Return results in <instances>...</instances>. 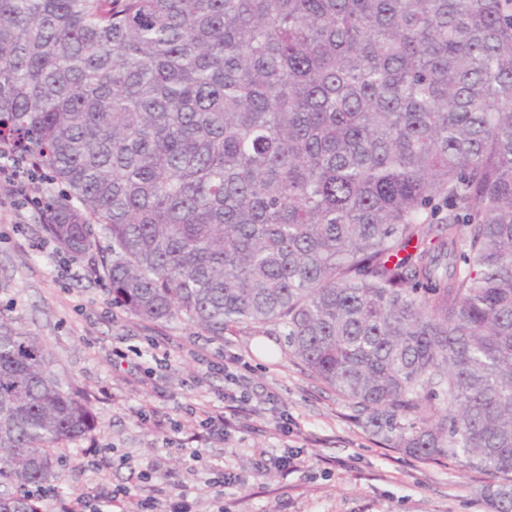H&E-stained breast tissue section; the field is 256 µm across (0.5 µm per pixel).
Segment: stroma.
I'll use <instances>...</instances> for the list:
<instances>
[{
    "mask_svg": "<svg viewBox=\"0 0 512 512\" xmlns=\"http://www.w3.org/2000/svg\"><path fill=\"white\" fill-rule=\"evenodd\" d=\"M10 196L0 184V314L48 346L53 370L98 421L69 443L61 489L44 492L41 512L61 492L138 485L166 512L178 484L196 512H489L481 489L492 475L391 448L290 357L283 337L238 326L215 338L114 307L100 252L72 271L68 254L45 249V216L15 210ZM232 385L248 398L241 424L200 441L203 409L223 405ZM198 444L196 459L188 450ZM285 452L300 458L297 471L265 467L264 455ZM149 467L157 476L141 484Z\"/></svg>",
    "mask_w": 512,
    "mask_h": 512,
    "instance_id": "stroma-1",
    "label": "stroma"
}]
</instances>
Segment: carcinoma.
Here are the masks:
<instances>
[{
  "mask_svg": "<svg viewBox=\"0 0 512 512\" xmlns=\"http://www.w3.org/2000/svg\"><path fill=\"white\" fill-rule=\"evenodd\" d=\"M112 305L251 326L512 512V0H0V138ZM95 427L0 317V512Z\"/></svg>",
  "mask_w": 512,
  "mask_h": 512,
  "instance_id": "carcinoma-1",
  "label": "carcinoma"
}]
</instances>
